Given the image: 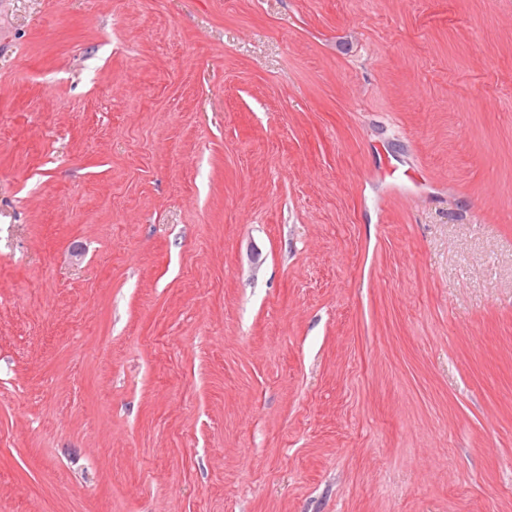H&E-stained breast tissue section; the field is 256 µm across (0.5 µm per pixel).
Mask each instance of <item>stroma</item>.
<instances>
[{
  "mask_svg": "<svg viewBox=\"0 0 512 512\" xmlns=\"http://www.w3.org/2000/svg\"><path fill=\"white\" fill-rule=\"evenodd\" d=\"M0 512H512V0H0Z\"/></svg>",
  "mask_w": 512,
  "mask_h": 512,
  "instance_id": "obj_1",
  "label": "stroma"
}]
</instances>
